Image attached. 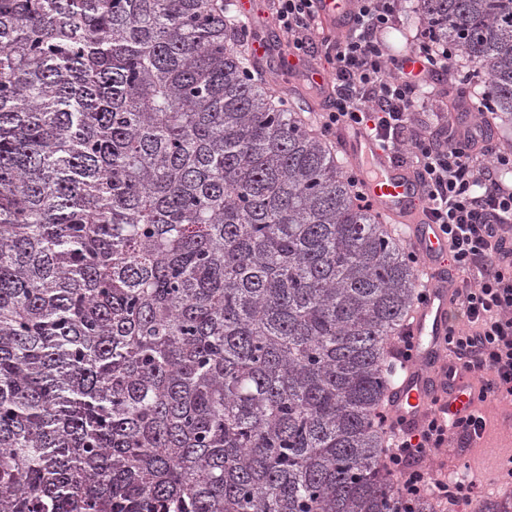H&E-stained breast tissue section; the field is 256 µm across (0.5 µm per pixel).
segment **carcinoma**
Here are the masks:
<instances>
[{
	"label": "carcinoma",
	"mask_w": 512,
	"mask_h": 512,
	"mask_svg": "<svg viewBox=\"0 0 512 512\" xmlns=\"http://www.w3.org/2000/svg\"><path fill=\"white\" fill-rule=\"evenodd\" d=\"M512 119V0H415ZM229 0H0V512H437L373 427L415 269Z\"/></svg>",
	"instance_id": "obj_1"
}]
</instances>
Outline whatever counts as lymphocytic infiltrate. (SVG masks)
Listing matches in <instances>:
<instances>
[{"label":"lymphocytic infiltrate","instance_id":"lymphocytic-infiltrate-1","mask_svg":"<svg viewBox=\"0 0 512 512\" xmlns=\"http://www.w3.org/2000/svg\"><path fill=\"white\" fill-rule=\"evenodd\" d=\"M354 25L333 38L320 34L315 0H274L276 21L288 36V48L298 59L318 54L330 64L329 86H317L326 97L320 119L323 133L360 128L393 150L420 178L424 196L420 208L428 223L439 225L448 239L454 268L478 270L476 285L457 287L465 322L451 340L487 400H512V250H505L512 217V185L499 180L512 171V152L491 147L482 124H442L420 128L419 104L440 78L453 88L458 111H469L471 99L459 88L454 48L417 44L418 71L405 68L383 40L399 18L403 0H354ZM462 435L486 430L487 420L474 413L456 426L429 416L413 435L397 441L386 455L389 472L398 475L404 502L422 497L437 485L448 505L472 500L478 487L474 475L434 482L429 470L411 469L410 459L434 453L448 443L449 429Z\"/></svg>","mask_w":512,"mask_h":512}]
</instances>
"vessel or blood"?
Wrapping results in <instances>:
<instances>
[{"label": "vessel or blood", "mask_w": 512, "mask_h": 512, "mask_svg": "<svg viewBox=\"0 0 512 512\" xmlns=\"http://www.w3.org/2000/svg\"><path fill=\"white\" fill-rule=\"evenodd\" d=\"M316 8L324 24L349 31L352 0H317ZM336 143L375 210L395 224L399 236L410 241L420 257L425 298L413 303L402 325L413 349L409 359L399 362L398 374L385 396V405L397 423L395 432L416 431L433 413L452 423L468 418L475 410L476 391L446 340L458 326L453 286L459 274L448 264V242L439 226L411 221L422 184L410 168L394 161L363 130H340Z\"/></svg>", "instance_id": "1"}]
</instances>
